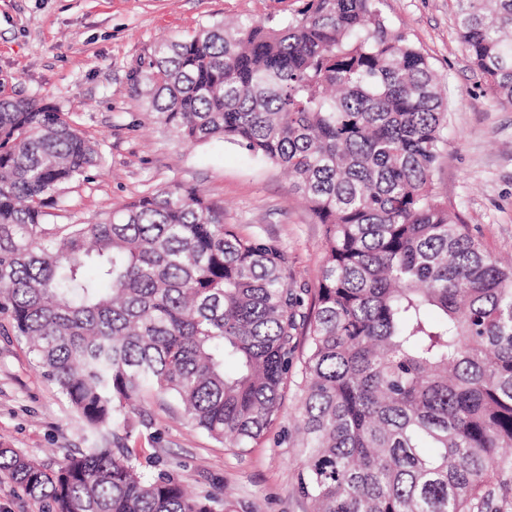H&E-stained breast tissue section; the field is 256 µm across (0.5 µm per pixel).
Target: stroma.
Returning a JSON list of instances; mask_svg holds the SVG:
<instances>
[{
    "mask_svg": "<svg viewBox=\"0 0 512 512\" xmlns=\"http://www.w3.org/2000/svg\"><path fill=\"white\" fill-rule=\"evenodd\" d=\"M305 0H0V99L31 97L73 113L102 144L105 165L71 185L54 224H94L175 183L224 206L225 223L289 253L295 287L316 288L324 227L279 167L236 145L188 144L156 123L129 75L162 39L219 22L278 24ZM390 23L429 58L448 102V148L434 173L440 196L497 258L512 262V107L496 102L461 44L448 0H381ZM298 403L285 397L260 445L239 450L193 428L181 409L150 400L142 446L193 492L221 488L232 512H309L296 490ZM68 400L26 344L0 335V444L57 465L90 447Z\"/></svg>",
    "mask_w": 512,
    "mask_h": 512,
    "instance_id": "35a3bbf8",
    "label": "stroma"
}]
</instances>
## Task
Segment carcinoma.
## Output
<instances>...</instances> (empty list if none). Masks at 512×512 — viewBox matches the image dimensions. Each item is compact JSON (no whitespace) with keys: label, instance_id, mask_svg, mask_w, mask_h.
<instances>
[{"label":"carcinoma","instance_id":"cac0c4a2","mask_svg":"<svg viewBox=\"0 0 512 512\" xmlns=\"http://www.w3.org/2000/svg\"><path fill=\"white\" fill-rule=\"evenodd\" d=\"M453 8L474 70L512 106V0ZM131 85L184 140L219 137L288 173L325 226L314 300L286 249L193 187L48 223L66 186L104 167L101 143L54 105L0 99V315L96 437L55 467L0 448V474L46 512H226L220 489L144 476L132 415L167 398L250 448L293 388L313 512H507L512 265L435 188L448 103L380 0L162 39Z\"/></svg>","mask_w":512,"mask_h":512}]
</instances>
